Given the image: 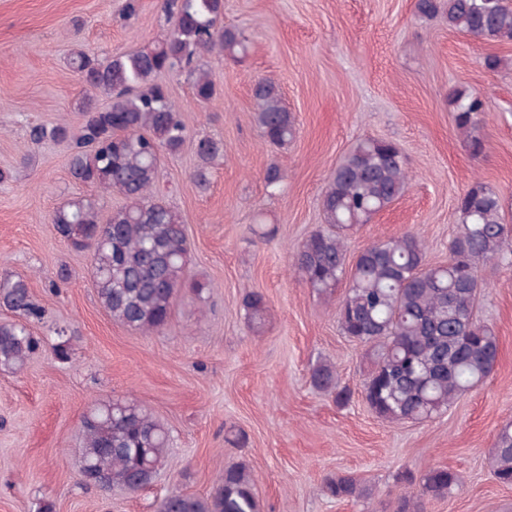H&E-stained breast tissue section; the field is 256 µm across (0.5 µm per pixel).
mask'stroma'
Masks as SVG:
<instances>
[{
  "mask_svg": "<svg viewBox=\"0 0 512 512\" xmlns=\"http://www.w3.org/2000/svg\"><path fill=\"white\" fill-rule=\"evenodd\" d=\"M223 22L248 36V54L206 56L216 84L206 103L187 76H166L189 140L165 158L158 184L187 226L190 275L211 290L203 302L183 290L168 327L145 335L112 321L95 298L89 252L71 249L51 224L66 199L98 197L106 218L122 197L73 180L68 143L34 144L29 133L63 119L80 127L86 89L71 56L151 46L169 27L163 0H0V171L11 174L0 182V278L29 283L45 309L31 328L46 342L23 370H0V512L46 503L52 512H157L173 490L210 494L235 463L254 471L262 512H390L402 491L398 474L434 467L452 469L459 483L425 512H512V488L489 467L496 433L512 421V267L479 270L478 316L500 340L494 373L419 424L369 409L360 386L370 358L341 334L333 302L292 267L322 223L333 168L364 137L397 143L410 181L399 200L350 230L349 255L414 231L429 262L447 261L456 200L477 182L499 193L512 224V42L451 30L443 17L418 15L415 0H224ZM490 54L505 67L488 70ZM260 77L280 86L295 117L288 148L265 143L254 122ZM456 88L487 102L482 154L469 151L453 121L448 94ZM200 135L224 142L204 192L191 179ZM274 164L286 173L275 190L264 180ZM253 290L269 307L257 331L243 308ZM59 328L71 338L67 362L50 349ZM322 362L351 389L347 404L314 386L311 370ZM118 398L146 406L172 435L165 468L135 493L79 479L81 418L92 403ZM341 474L371 496L328 497L326 479Z\"/></svg>",
  "mask_w": 512,
  "mask_h": 512,
  "instance_id": "obj_1",
  "label": "stroma"
}]
</instances>
